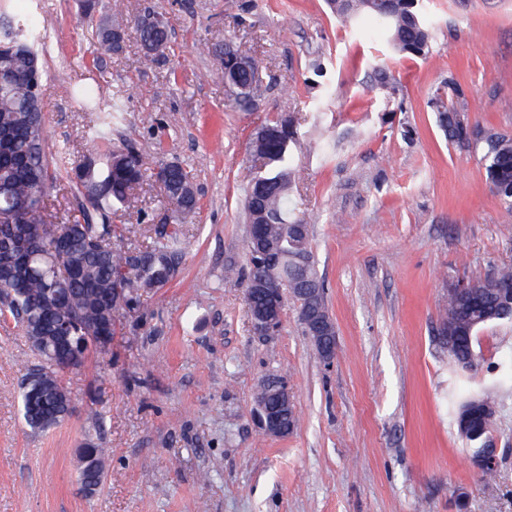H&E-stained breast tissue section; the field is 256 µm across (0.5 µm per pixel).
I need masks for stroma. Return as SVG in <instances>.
<instances>
[{"instance_id": "1", "label": "stroma", "mask_w": 512, "mask_h": 512, "mask_svg": "<svg viewBox=\"0 0 512 512\" xmlns=\"http://www.w3.org/2000/svg\"><path fill=\"white\" fill-rule=\"evenodd\" d=\"M98 0L126 27L121 52L95 55L80 0H0V15L44 35L42 111L50 149L90 150L83 109L61 95L122 94L114 145L135 144L147 169H191L198 213L166 287L139 292L117 317L107 353L63 371L73 412L34 434L21 382L37 359L14 321L0 320V512H512V321L483 327L469 369L439 329L448 283L512 263V212L476 155L450 147L429 106L455 76L470 117L512 133V0H422L428 56L392 53L375 25L341 26L325 0ZM168 20L171 48L145 61L135 20ZM250 52L262 84L248 109L214 78L212 46ZM320 58L323 71L308 63ZM387 67L398 93L376 80ZM294 114L299 179L289 206L308 222L336 326L324 363L294 300L279 330L253 335L240 273L248 265L243 186L249 142L268 118ZM414 129L412 139L404 126ZM171 207L155 182L113 216L117 247L146 243ZM288 380L299 416L287 437L259 432L261 378ZM463 380L496 396L493 476L453 420ZM108 449L94 495L77 482L85 442Z\"/></svg>"}]
</instances>
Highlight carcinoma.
I'll use <instances>...</instances> for the list:
<instances>
[{
    "label": "carcinoma",
    "instance_id": "obj_1",
    "mask_svg": "<svg viewBox=\"0 0 512 512\" xmlns=\"http://www.w3.org/2000/svg\"><path fill=\"white\" fill-rule=\"evenodd\" d=\"M340 23L355 27L366 20L380 25L387 43L400 54L425 56L432 35L418 8L419 0H328ZM153 12L147 11L136 23L144 57L152 59L167 48L169 27L152 25ZM124 28L106 19L97 30L96 51L112 54L121 49ZM18 50L0 57V313L10 314L27 337L39 359L41 375L29 385H21L22 415L34 432H42L67 419L59 401L69 399L58 364L66 359L67 349H55L51 336L55 322L68 318L73 335H115L114 314L133 304L140 289L153 291L165 287L175 276L183 254L182 224L197 209L193 176L179 163L160 165L165 170L161 189L174 207L168 222L154 232L152 241L127 250L112 246L116 229L112 215L126 207L130 192L147 180V170L139 150L132 144L112 146V126L123 120L125 105L115 99L102 109L100 99L70 86L63 87L69 97H81L83 107L95 116L89 127L92 153L80 162L71 159L72 151L63 146L46 150V130L42 108L32 92L30 73L45 75L38 51L36 33L20 22L3 32ZM219 58L218 77L226 79L237 69V56L214 47ZM430 106L448 144L479 155L486 179L499 200L512 210V134L489 128L488 138L471 144L468 137L469 103L461 84L452 76L433 92ZM288 128H283V124ZM298 132L293 119L276 116L267 120L253 134L250 142L252 160L260 161L249 169L244 187V205L249 227H261L273 246L272 258L249 263L246 280L261 272L268 286L289 294L295 288L325 287L316 266L308 224L288 209L294 178L292 146ZM67 175L71 199L59 212L50 210L47 189L57 175ZM272 183L277 190L258 196L257 185ZM27 232L35 253L52 255L54 232L70 238L63 263L77 270L78 280L66 282L53 266L27 276L16 283L18 272L4 265L10 259L18 232ZM466 281L473 284L468 297L457 291L459 282L448 283V312L442 331L455 337L448 349L449 358L459 367L468 368L475 360L474 342L479 330L502 321L500 291L512 290V264H504L492 275L472 272ZM67 289V304L53 312L48 305L56 289ZM39 389L47 408L37 413L28 409V394ZM480 406L493 424L494 400L487 394H471L461 401L454 422L460 428L467 410ZM468 443L480 444L486 433L481 418L473 420L470 432L458 431ZM85 456L83 476L98 490L104 480L105 449L92 443L79 450Z\"/></svg>",
    "mask_w": 512,
    "mask_h": 512
}]
</instances>
